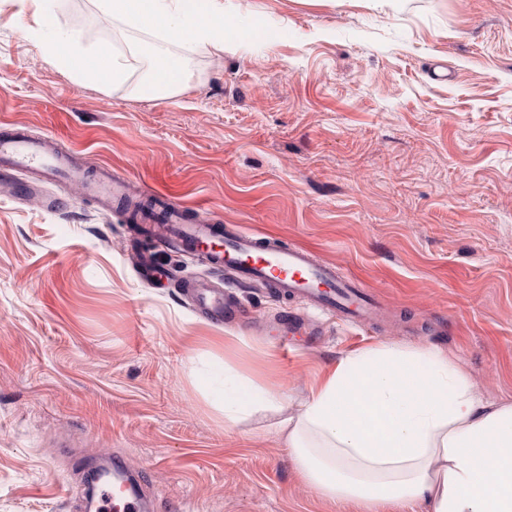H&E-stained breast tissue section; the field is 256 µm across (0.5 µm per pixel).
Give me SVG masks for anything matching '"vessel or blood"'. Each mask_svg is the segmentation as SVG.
Returning <instances> with one entry per match:
<instances>
[{
    "label": "vessel or blood",
    "instance_id": "vessel-or-blood-1",
    "mask_svg": "<svg viewBox=\"0 0 512 512\" xmlns=\"http://www.w3.org/2000/svg\"><path fill=\"white\" fill-rule=\"evenodd\" d=\"M32 167L40 170L41 178L25 185L23 195L39 200L48 209L61 207L62 202L46 194L43 185L66 171L87 194L106 206H120L125 197L124 181L111 170L90 179L81 171L70 170L67 155L49 149L46 142L22 134L0 137V168L7 173L6 187H13V174ZM156 240L163 246L179 245L186 254L204 256L212 268L230 272L242 284L271 288L284 298L306 300L334 316L361 321L373 311L363 291L352 281L339 278L333 266L310 250L280 244L238 225L209 223L195 208L173 199L168 202ZM194 299L202 313L216 320L223 318V295L198 287ZM97 495L112 512H142V501L126 484L101 485Z\"/></svg>",
    "mask_w": 512,
    "mask_h": 512
}]
</instances>
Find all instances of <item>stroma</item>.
I'll return each instance as SVG.
<instances>
[{"label": "stroma", "mask_w": 512, "mask_h": 512, "mask_svg": "<svg viewBox=\"0 0 512 512\" xmlns=\"http://www.w3.org/2000/svg\"><path fill=\"white\" fill-rule=\"evenodd\" d=\"M226 5L242 36L177 48L187 91L141 99L142 70L77 81L0 0V136L311 249L377 311L359 325L253 288L208 319L186 290L227 276L123 210L64 180L46 186L57 211L0 193V512H82L90 466L114 456L150 512H361L301 481L272 414L225 430L202 377L227 365L299 398L346 354L432 344L512 402V0ZM53 10L96 44L133 37L94 0ZM139 249L166 277L143 278Z\"/></svg>", "instance_id": "stroma-1"}]
</instances>
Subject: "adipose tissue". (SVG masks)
<instances>
[{
    "mask_svg": "<svg viewBox=\"0 0 512 512\" xmlns=\"http://www.w3.org/2000/svg\"><path fill=\"white\" fill-rule=\"evenodd\" d=\"M43 51L80 80L121 86L139 64L137 95L185 92L186 69L168 51H125L49 34L48 0H23ZM124 28L222 55L233 27L224 0H97ZM225 428L256 412L278 414L277 434L302 481L322 498L363 512L422 500L429 512H512V403L485 399L447 351L381 343L340 358L300 400L232 367L205 382Z\"/></svg>",
    "mask_w": 512,
    "mask_h": 512,
    "instance_id": "obj_1",
    "label": "adipose tissue"
}]
</instances>
